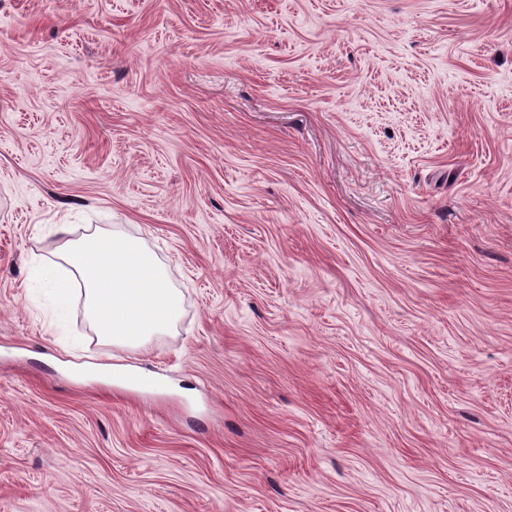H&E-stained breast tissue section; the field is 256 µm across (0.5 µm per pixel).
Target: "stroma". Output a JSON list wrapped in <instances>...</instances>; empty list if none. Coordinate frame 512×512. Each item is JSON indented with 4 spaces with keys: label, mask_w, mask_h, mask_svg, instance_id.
I'll return each mask as SVG.
<instances>
[{
    "label": "stroma",
    "mask_w": 512,
    "mask_h": 512,
    "mask_svg": "<svg viewBox=\"0 0 512 512\" xmlns=\"http://www.w3.org/2000/svg\"><path fill=\"white\" fill-rule=\"evenodd\" d=\"M53 224L175 328L50 329ZM0 512H512V0H0ZM52 226L61 243L51 258L33 256L30 287L51 308L56 326L67 323L77 296L92 330L115 346L143 347L179 321V292L142 239L116 225L79 238L67 237L73 224Z\"/></svg>",
    "instance_id": "35a3bbf8"
}]
</instances>
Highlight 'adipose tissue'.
<instances>
[{
	"label": "adipose tissue",
	"mask_w": 512,
	"mask_h": 512,
	"mask_svg": "<svg viewBox=\"0 0 512 512\" xmlns=\"http://www.w3.org/2000/svg\"><path fill=\"white\" fill-rule=\"evenodd\" d=\"M61 243L55 255L33 256L30 286L50 307L56 325H65L75 297L103 341L121 347L145 346L179 320V292L168 269L142 239L121 228L94 229L70 237L56 225Z\"/></svg>",
	"instance_id": "1"
}]
</instances>
